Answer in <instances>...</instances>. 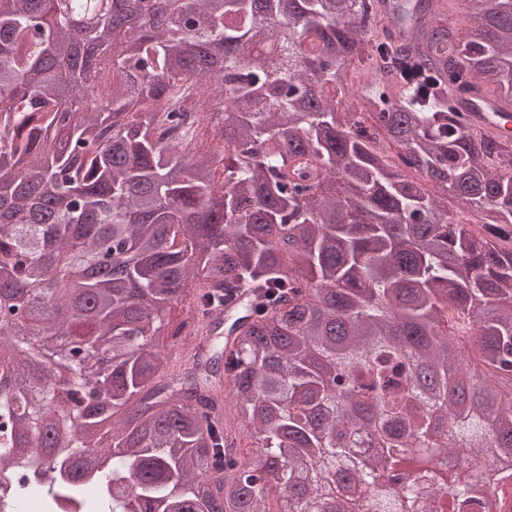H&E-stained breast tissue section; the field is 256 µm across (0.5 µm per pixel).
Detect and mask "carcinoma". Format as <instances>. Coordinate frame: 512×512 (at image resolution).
Wrapping results in <instances>:
<instances>
[{
  "mask_svg": "<svg viewBox=\"0 0 512 512\" xmlns=\"http://www.w3.org/2000/svg\"><path fill=\"white\" fill-rule=\"evenodd\" d=\"M439 2L0 0V512H512L402 480L512 456V0ZM465 112L468 119L477 128L490 132L497 137L512 135V114L500 110L492 98L480 97L468 99Z\"/></svg>",
  "mask_w": 512,
  "mask_h": 512,
  "instance_id": "cac0c4a2",
  "label": "carcinoma"
}]
</instances>
